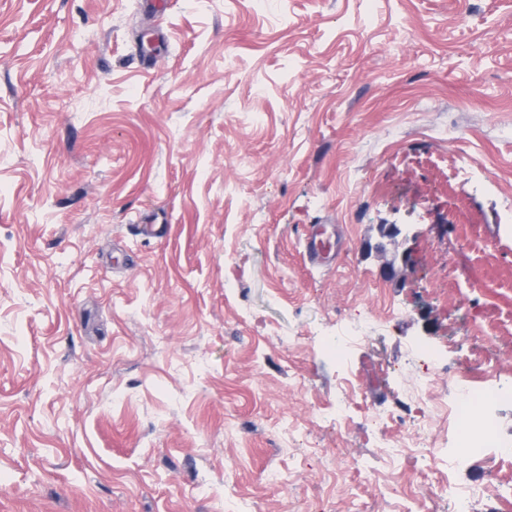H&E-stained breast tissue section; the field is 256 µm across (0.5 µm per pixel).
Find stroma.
Here are the masks:
<instances>
[{"instance_id": "stroma-1", "label": "stroma", "mask_w": 512, "mask_h": 512, "mask_svg": "<svg viewBox=\"0 0 512 512\" xmlns=\"http://www.w3.org/2000/svg\"><path fill=\"white\" fill-rule=\"evenodd\" d=\"M416 345L512 444V0H0V512H453ZM326 225L311 224L304 233V248L309 261L316 266H332L336 261L335 242L327 236ZM431 387L432 380L428 372L417 378L414 383L415 396L411 399L412 405L408 413L415 423L413 432L397 435L394 439L388 438L386 430L382 429L377 433L379 447L388 448L387 455L390 459L399 463L409 461L420 448H428L429 454L435 456L439 452L437 447L440 444L432 437L431 422L436 417L448 421V433L457 434L459 448H467L468 451L491 448L494 456L502 460L512 459V448L498 440L496 431L488 420L485 419L479 428L464 425L470 404L477 401L486 402L491 396H496L498 391L493 393L489 389L478 392L464 384L452 403L437 401L430 405ZM456 421L459 431L456 429Z\"/></svg>"}]
</instances>
